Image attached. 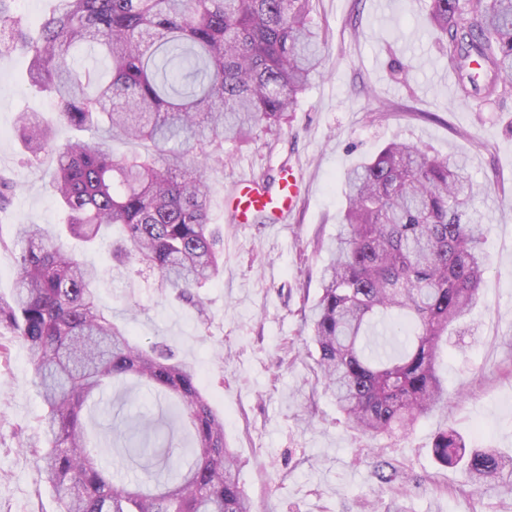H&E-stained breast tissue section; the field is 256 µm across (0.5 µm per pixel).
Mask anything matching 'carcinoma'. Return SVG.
<instances>
[{"label": "carcinoma", "mask_w": 512, "mask_h": 512, "mask_svg": "<svg viewBox=\"0 0 512 512\" xmlns=\"http://www.w3.org/2000/svg\"><path fill=\"white\" fill-rule=\"evenodd\" d=\"M312 0H58L39 25L0 0V55L20 45L30 83L57 102L58 117L93 137L58 145L40 112H22L16 132L29 159L50 156L48 189L67 234L88 246L115 228L113 253L144 266L160 288L194 300L223 270L210 219L209 161L224 142L295 111L322 63ZM429 21L464 98L491 101L512 89V0H430ZM97 52L105 68L74 66ZM134 139L146 153L116 155ZM472 183L451 159L392 141L344 175L342 222L321 268L311 307L312 341L325 388L361 434L405 436L448 400L437 364L453 326L481 299L491 225L470 208ZM16 287L0 297V327L28 348L45 406L46 446L37 475L60 512H253L224 442V419L197 385L194 368L155 343L133 342L98 302L101 271L62 235L18 224ZM405 322L400 348L371 344L392 318ZM129 378L157 398L174 395L193 431L175 453L155 424L115 426L113 443L140 461L135 482L99 465L83 423L87 404ZM435 459L461 467L479 490L512 493V459L470 448L452 427Z\"/></svg>", "instance_id": "cac0c4a2"}]
</instances>
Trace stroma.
Here are the masks:
<instances>
[{
  "label": "stroma",
  "mask_w": 512,
  "mask_h": 512,
  "mask_svg": "<svg viewBox=\"0 0 512 512\" xmlns=\"http://www.w3.org/2000/svg\"><path fill=\"white\" fill-rule=\"evenodd\" d=\"M429 0H313L310 18L325 34L322 74L296 111L243 144L225 145L212 164L211 221L224 233V272L199 289L200 303L162 293L152 272L121 264L109 243L81 249L105 270L100 301L134 341L160 342L191 364L199 387L224 419V439L256 512H512V495L472 491L462 473L432 454L435 435L453 426L472 447L512 455V96L461 99L455 75L427 19ZM28 58L0 56V175L15 183L0 212V294L15 284L19 224L58 228L64 214L47 188L51 159L28 162L19 113L51 112L27 79ZM405 140L430 154L455 156L476 191L491 231V264L482 303L464 348L445 350L438 373L447 408L419 420L407 438L369 439L348 427L317 380L310 309L321 288L327 244L342 221V176L387 143ZM299 171L305 190L284 224H231L224 198L242 179ZM0 512H58L52 487L36 476L44 405L25 344L0 328ZM131 403L116 390L84 413L101 464L133 479L138 469L112 446L117 416L151 412L174 440L191 429L174 404L136 388ZM413 475L410 485H380L377 458Z\"/></svg>",
  "instance_id": "1"
}]
</instances>
